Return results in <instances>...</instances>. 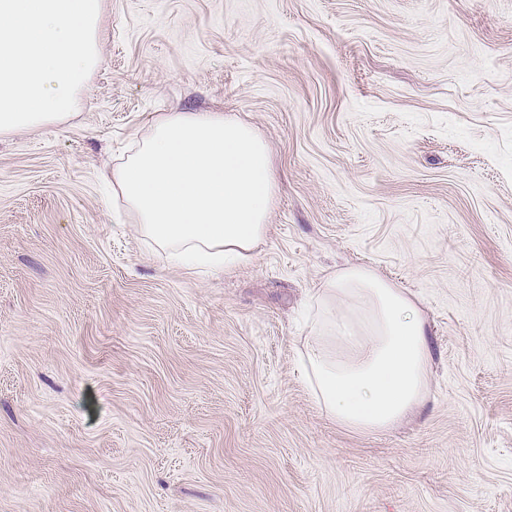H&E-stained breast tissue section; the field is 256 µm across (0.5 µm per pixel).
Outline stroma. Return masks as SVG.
I'll use <instances>...</instances> for the list:
<instances>
[{
    "label": "stroma",
    "mask_w": 512,
    "mask_h": 512,
    "mask_svg": "<svg viewBox=\"0 0 512 512\" xmlns=\"http://www.w3.org/2000/svg\"><path fill=\"white\" fill-rule=\"evenodd\" d=\"M267 140L254 258L167 265L100 171L156 113ZM429 322L424 406L338 427L312 288ZM0 512H512V0H104L69 122L0 136Z\"/></svg>",
    "instance_id": "1"
}]
</instances>
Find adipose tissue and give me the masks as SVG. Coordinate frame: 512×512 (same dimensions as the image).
<instances>
[{"mask_svg": "<svg viewBox=\"0 0 512 512\" xmlns=\"http://www.w3.org/2000/svg\"><path fill=\"white\" fill-rule=\"evenodd\" d=\"M102 178L163 260L189 268L253 258L277 191L266 140L220 112L156 116ZM313 300L299 356L316 407L360 433L389 430L419 409L432 350L418 300L363 266L327 275Z\"/></svg>", "mask_w": 512, "mask_h": 512, "instance_id": "obj_1", "label": "adipose tissue"}]
</instances>
